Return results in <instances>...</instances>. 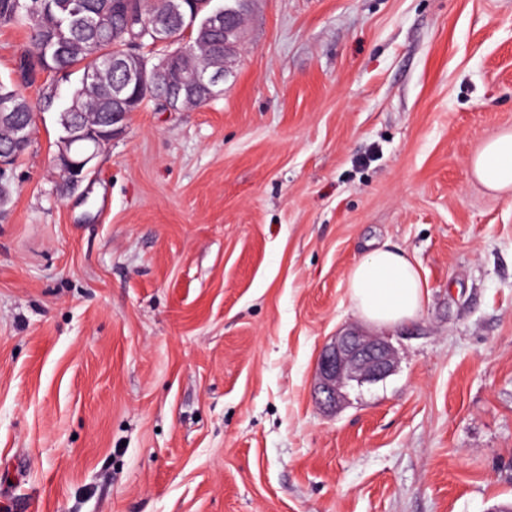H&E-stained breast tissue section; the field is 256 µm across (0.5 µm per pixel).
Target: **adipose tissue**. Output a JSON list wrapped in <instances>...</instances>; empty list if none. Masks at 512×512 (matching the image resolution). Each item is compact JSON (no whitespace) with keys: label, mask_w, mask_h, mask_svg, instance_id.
I'll return each instance as SVG.
<instances>
[{"label":"adipose tissue","mask_w":512,"mask_h":512,"mask_svg":"<svg viewBox=\"0 0 512 512\" xmlns=\"http://www.w3.org/2000/svg\"><path fill=\"white\" fill-rule=\"evenodd\" d=\"M473 176L494 192L512 191V130L490 138L471 159ZM350 297L365 319L394 326L417 316L426 285L417 265L388 245L372 248L347 273Z\"/></svg>","instance_id":"adipose-tissue-1"}]
</instances>
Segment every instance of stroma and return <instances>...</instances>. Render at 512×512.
I'll return each instance as SVG.
<instances>
[{
	"label": "stroma",
	"instance_id": "1",
	"mask_svg": "<svg viewBox=\"0 0 512 512\" xmlns=\"http://www.w3.org/2000/svg\"><path fill=\"white\" fill-rule=\"evenodd\" d=\"M200 108L126 115L78 188L55 163L78 80L33 104L0 209V512H494L512 503V191L468 160L512 129V0H250ZM53 88V108L40 104ZM407 253L396 362L312 394L368 329V244Z\"/></svg>",
	"mask_w": 512,
	"mask_h": 512
}]
</instances>
